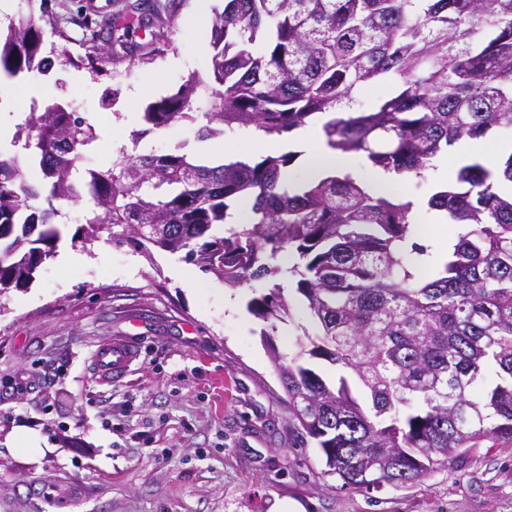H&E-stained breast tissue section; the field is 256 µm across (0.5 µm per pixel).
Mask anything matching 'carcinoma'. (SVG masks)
Listing matches in <instances>:
<instances>
[{"label":"carcinoma","instance_id":"1","mask_svg":"<svg viewBox=\"0 0 512 512\" xmlns=\"http://www.w3.org/2000/svg\"><path fill=\"white\" fill-rule=\"evenodd\" d=\"M159 22L168 4L143 0ZM69 42L53 14L18 16L0 30V71L10 77L75 64L62 46L45 51L44 28ZM118 36L85 25L88 62L128 49ZM210 108L193 111L204 84L191 78L149 103L151 128L187 121L197 138L252 128L281 136L327 116V145L360 153L373 167L423 179L463 138L512 130V0H227L212 29ZM395 93L367 111L359 93L380 79ZM94 127L61 101L31 99L9 148L0 146V294L21 288L60 239L59 203L90 192L94 241L112 239L148 254L184 253L229 288L267 281L249 311L268 328L261 341L278 369L288 410L315 441L323 475L368 493L401 487L446 468L486 440L512 445V153L491 169L456 168L430 195L455 233L428 251L415 241L413 202L382 194L352 173L295 188L285 180L291 152L250 164H196L187 154L120 153L105 171L82 176ZM34 156L49 193L28 180L19 150ZM173 187L155 198L143 191ZM251 201L246 226L211 234ZM299 262L283 267L280 255ZM292 280L319 328L291 359L272 339L289 316L281 278ZM306 356L343 371L327 383ZM366 390L351 394L347 376Z\"/></svg>","mask_w":512,"mask_h":512}]
</instances>
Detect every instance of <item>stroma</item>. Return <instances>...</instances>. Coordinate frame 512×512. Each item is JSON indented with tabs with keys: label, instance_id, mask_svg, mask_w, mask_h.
Here are the masks:
<instances>
[{
	"label": "stroma",
	"instance_id": "stroma-1",
	"mask_svg": "<svg viewBox=\"0 0 512 512\" xmlns=\"http://www.w3.org/2000/svg\"><path fill=\"white\" fill-rule=\"evenodd\" d=\"M136 0H10L8 16L55 13L76 43L74 66L56 68L55 98L67 101L97 134L84 168L107 169L120 150L197 160L253 156L250 132L225 130L198 140L180 122L146 130L128 122L175 93L189 77H208L212 29L186 33L197 5L207 17L224 0H169L161 24L133 36L134 51L91 74L77 40L87 20L134 23ZM464 143L436 160L427 180L391 187L426 203L466 159ZM91 199L65 206L56 255L31 283L0 294V512H275L293 499L305 512H512V447L492 441L461 453L452 467L420 481L368 493L338 488L321 453L303 439L277 369L261 342L262 320L247 309L265 284L226 287L193 269L195 286L176 278L181 254L144 256L127 242H84ZM80 254L75 265L60 255ZM287 321L273 340L293 357L313 332L301 298L286 290ZM129 336L140 356L121 380L100 382L98 346ZM37 431L46 452L31 458L18 428Z\"/></svg>",
	"mask_w": 512,
	"mask_h": 512
}]
</instances>
